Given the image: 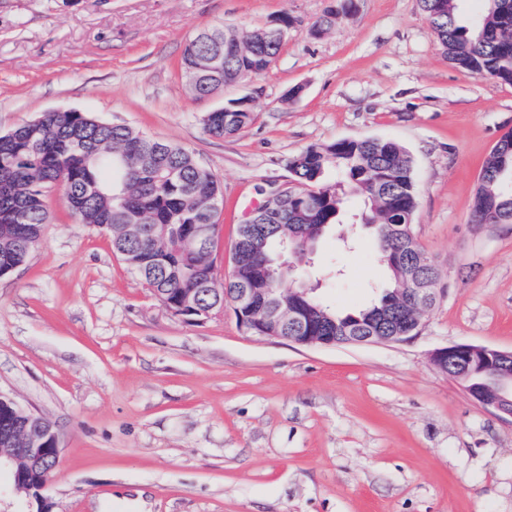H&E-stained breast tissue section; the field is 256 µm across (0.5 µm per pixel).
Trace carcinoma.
<instances>
[{
    "instance_id": "carcinoma-1",
    "label": "carcinoma",
    "mask_w": 512,
    "mask_h": 512,
    "mask_svg": "<svg viewBox=\"0 0 512 512\" xmlns=\"http://www.w3.org/2000/svg\"><path fill=\"white\" fill-rule=\"evenodd\" d=\"M459 0H419L437 41L455 66L483 78L512 84V0H485L481 20L465 23ZM354 8L342 0L314 23L317 33L336 25L340 15ZM283 41L269 27L208 28L185 46L182 68L212 53L224 55V72L208 78L197 94L258 76L278 55ZM252 107L228 106L225 112H208L205 131L215 137L239 133L253 120ZM295 195L275 201L278 218L263 225L254 237L237 234L235 255L258 252L278 265L283 239L299 244L294 255L314 251L318 240L309 236L313 226L327 232L340 223L346 211V193L325 181L331 169L343 173L350 190L361 197L358 223L369 224L380 260L389 274L388 287L375 306L392 313L407 336L417 333L424 315H412L400 301L408 282L405 267L395 257L413 243L416 211L413 159L400 144L384 139H342L313 145L288 160ZM512 132L503 135L485 161L473 201L479 224H512ZM57 181L80 221L112 237V247L122 262L150 290L175 300L189 288L200 289L207 305L215 287L211 260L214 242L199 245L189 232L191 224L219 222L220 210L210 199L221 195L215 176L193 154L178 145L149 138L129 126L105 123L82 112H47L41 119L0 135V268L24 266L41 241L47 211L44 189ZM260 288L253 264L238 260L235 274L224 280V295L239 288ZM307 336H343L367 326L365 308L339 313L309 292L300 302ZM491 380L479 359H474L468 388L484 392Z\"/></svg>"
}]
</instances>
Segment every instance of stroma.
<instances>
[{"mask_svg":"<svg viewBox=\"0 0 512 512\" xmlns=\"http://www.w3.org/2000/svg\"><path fill=\"white\" fill-rule=\"evenodd\" d=\"M0 0V135L55 110L192 151L221 185L215 277L237 227L289 159L379 138L414 161L413 234L441 272L417 336L304 347L242 331L232 312L171 314L80 223L62 190L28 263L0 278V394L52 421L53 512H512V421L438 371L453 343L512 351V224H477L485 159L512 131V85L454 66L418 0ZM289 30L262 75L194 95L180 61L200 30ZM296 100H288L292 88ZM252 96L255 119L215 138L207 112ZM306 275L328 306L369 305L386 278L373 240L319 244Z\"/></svg>","mask_w":512,"mask_h":512,"instance_id":"1","label":"stroma"}]
</instances>
